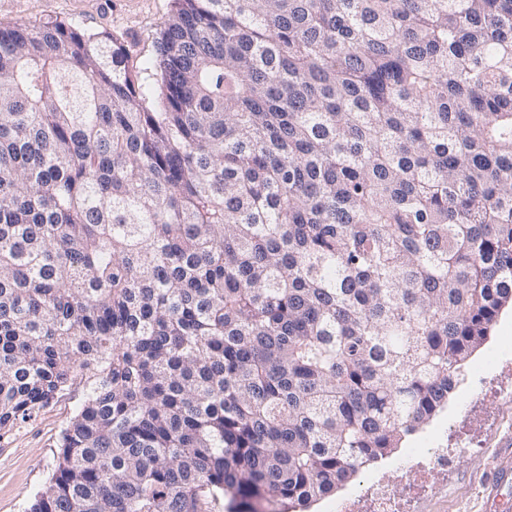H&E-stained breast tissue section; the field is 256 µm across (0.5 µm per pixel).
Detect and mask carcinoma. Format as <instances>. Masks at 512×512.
Instances as JSON below:
<instances>
[{
  "mask_svg": "<svg viewBox=\"0 0 512 512\" xmlns=\"http://www.w3.org/2000/svg\"><path fill=\"white\" fill-rule=\"evenodd\" d=\"M126 50L0 30V432L29 512H307L512 305V0H177ZM85 398L72 387L0 436V512H26L49 483L63 428Z\"/></svg>",
  "mask_w": 512,
  "mask_h": 512,
  "instance_id": "cac0c4a2",
  "label": "carcinoma"
}]
</instances>
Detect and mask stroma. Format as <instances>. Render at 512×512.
Masks as SVG:
<instances>
[{"label": "stroma", "instance_id": "obj_1", "mask_svg": "<svg viewBox=\"0 0 512 512\" xmlns=\"http://www.w3.org/2000/svg\"><path fill=\"white\" fill-rule=\"evenodd\" d=\"M175 9L174 0H0V29L20 23L62 22L111 34L126 48L135 82L152 81L143 101L154 110L157 45ZM85 398L72 387L32 418L0 436V512H27L49 483L63 428ZM461 448L448 470H432L430 490L418 512H494L483 484L497 463L512 454V306L501 309L487 341L462 369V380L444 409L393 453L409 460L415 448Z\"/></svg>", "mask_w": 512, "mask_h": 512}]
</instances>
